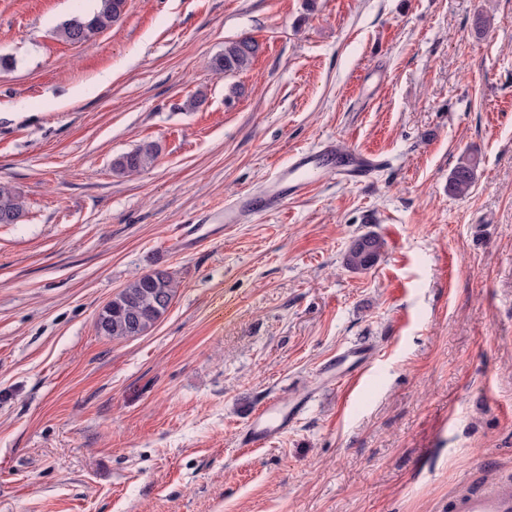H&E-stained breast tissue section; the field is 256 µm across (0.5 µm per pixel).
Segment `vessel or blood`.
<instances>
[{
	"instance_id": "obj_1",
	"label": "vessel or blood",
	"mask_w": 512,
	"mask_h": 512,
	"mask_svg": "<svg viewBox=\"0 0 512 512\" xmlns=\"http://www.w3.org/2000/svg\"><path fill=\"white\" fill-rule=\"evenodd\" d=\"M387 163L385 157L358 149H339L334 144L319 150H300L277 169L265 192H244L224 205V227L232 229L245 220L277 210L289 200L305 196L329 178L350 183L369 181ZM303 400L279 396L267 399L247 418L243 439L247 445H264L282 436L293 423ZM449 512H512V486L492 484L455 497Z\"/></svg>"
}]
</instances>
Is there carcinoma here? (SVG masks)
Listing matches in <instances>:
<instances>
[{
	"instance_id": "obj_1",
	"label": "carcinoma",
	"mask_w": 512,
	"mask_h": 512,
	"mask_svg": "<svg viewBox=\"0 0 512 512\" xmlns=\"http://www.w3.org/2000/svg\"><path fill=\"white\" fill-rule=\"evenodd\" d=\"M126 0H98L91 16H74L59 29L60 37L69 43H84L110 28L124 11ZM259 51V44L248 37L224 45V52L211 59V69L218 74H234L247 70ZM159 154L154 143L143 144L123 153L112 162L118 174H133L151 167ZM476 163L461 160L448 176V192L467 194L475 183ZM26 215L24 201L7 186H0V224H18ZM384 242L375 234L356 239L345 254V266L366 270L378 260ZM176 295V283L169 272L154 270L135 278L99 311L95 326L98 333L114 339L148 334L163 318Z\"/></svg>"
}]
</instances>
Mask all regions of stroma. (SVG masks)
<instances>
[{"label": "stroma", "instance_id": "obj_1", "mask_svg": "<svg viewBox=\"0 0 512 512\" xmlns=\"http://www.w3.org/2000/svg\"><path fill=\"white\" fill-rule=\"evenodd\" d=\"M95 7L0 0V184L26 204L0 224V512H448L512 481V0H126L59 37ZM244 36L252 65L213 72ZM329 142L389 162L224 230L225 200ZM366 233L384 248L351 271ZM155 269L163 320L97 333ZM359 345L358 380H327ZM278 395L303 414L243 445ZM97 10L91 16H74L59 29L60 37L69 43H84L110 28L124 11L126 0H97ZM159 154L154 143L140 145L136 149L123 153L112 162V169L118 174H133L151 167ZM476 163L471 159L461 160L448 176V191L455 196L467 194L475 183ZM384 242L375 234H365L356 239L345 254V266L352 270H367L378 260ZM176 295L169 272L154 270L135 278L99 311L98 333L112 339L148 334L163 318Z\"/></svg>", "mask_w": 512, "mask_h": 512}]
</instances>
